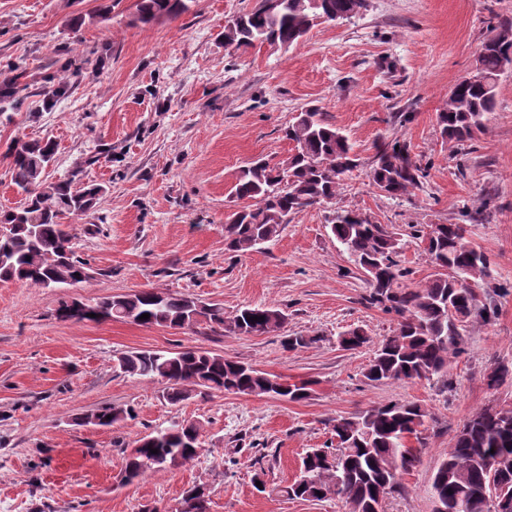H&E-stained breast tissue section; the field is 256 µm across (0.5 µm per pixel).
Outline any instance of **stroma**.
<instances>
[{"label":"stroma","instance_id":"1","mask_svg":"<svg viewBox=\"0 0 512 512\" xmlns=\"http://www.w3.org/2000/svg\"><path fill=\"white\" fill-rule=\"evenodd\" d=\"M259 2L193 0L179 17L144 25L136 0H112L104 15L100 0H0V72L7 61L22 63L29 84L0 103V209L20 199L8 150L30 139L58 145L49 180L105 189L69 222L93 279L66 288L0 282V512H176L193 485L208 489L210 512H349L340 499H290L280 489L297 476L306 449L329 443L332 420L398 400L429 416L419 461L384 512H432V478L458 431L486 405L512 403V377L486 384L497 366H512V72L501 76L495 110L469 152L443 142L437 124L482 42L512 21V0H367L356 17L314 25L288 48L225 50L226 21ZM51 84L61 92L47 94ZM308 108L348 136L358 167L334 204L291 215L263 249L225 252L237 171L259 157H288L284 130ZM395 141L429 166L423 187L399 199L370 177L377 153ZM336 207L397 233L415 285L435 267L411 225H464L469 243L489 257L477 292L497 316L468 327L450 369L454 390L438 377L364 379L398 319L368 303L364 274L327 225ZM137 289L219 303L228 314L272 305L285 323L242 336L203 324L172 330L54 316L63 300ZM354 327L370 341L348 351L338 336ZM295 335L316 342L288 350ZM185 347L307 382L310 395L290 402L211 391L172 404L164 382L115 366L128 351ZM103 406L124 415L105 427L87 423ZM183 422L201 426L199 456L125 483L134 441Z\"/></svg>","mask_w":512,"mask_h":512}]
</instances>
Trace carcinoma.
Segmentation results:
<instances>
[{
	"label": "carcinoma",
	"instance_id": "1",
	"mask_svg": "<svg viewBox=\"0 0 512 512\" xmlns=\"http://www.w3.org/2000/svg\"><path fill=\"white\" fill-rule=\"evenodd\" d=\"M367 0H281L267 11L260 3L224 25V47L238 51L262 47L272 39L294 44L319 19L343 21L358 15ZM188 9L187 0H137L136 21L150 24L176 18ZM478 71L472 79L454 86L446 108L438 113L440 135L454 148L475 138L485 115L494 111L501 74L512 71V43L489 38L479 50ZM13 76L3 80L0 94L7 99L21 90L25 72L12 66ZM294 153L270 164L258 159L242 167L233 195L243 202L238 219L224 226V249L247 253L275 241L288 217L307 207L336 198L346 177L357 167L353 147L339 129L310 109L300 113L285 129ZM57 144L35 139L11 152V183L21 199L0 211V281L55 288L85 282L80 276L88 263L77 255L65 220L91 210L103 187L86 183L77 188L69 180L45 178ZM426 167L414 161L406 146L394 142L382 151L370 169L377 189L399 198L422 186ZM331 233L344 246L351 261L368 276L367 302L398 317V327L385 338L363 373L370 383L409 382L433 376H450L453 359L464 352L468 324L490 322L495 309L480 304L476 280L488 276V256L466 240L462 224H434L420 236L436 272L426 284L412 287L397 256L396 233L370 216L336 211L328 218ZM149 314L146 320L143 314ZM259 320L254 321L252 317ZM60 321L128 320L143 326L175 330L201 323L245 336L280 330L284 314L273 306L247 305L230 317L224 308L188 296L139 290L110 294L82 305L63 302L56 309ZM369 337L358 328L339 336L345 350H356ZM116 367L139 379L167 384L166 398L177 403L193 391H225L266 396L292 402L309 396L307 384H290L280 377L222 355L194 348L178 352L131 351L116 359ZM428 412L418 403L403 401L373 406L360 414L336 419L331 434L336 447L311 448L301 459L295 480L280 489L290 499L321 501L337 497L349 512H373L372 505L399 488V477L418 462L409 438L422 441ZM201 426L188 422L154 430L141 436L126 458L125 480L131 482L149 471L181 466L197 455ZM158 453L153 454L151 450ZM433 512H453L459 501L469 512H497L498 502H512V406L489 405L468 420L456 435L454 446L437 467L431 484ZM209 492L193 486L185 491L181 512H209Z\"/></svg>",
	"mask_w": 512,
	"mask_h": 512
}]
</instances>
